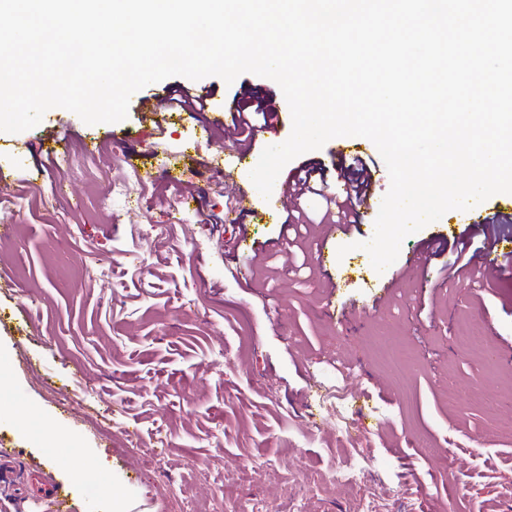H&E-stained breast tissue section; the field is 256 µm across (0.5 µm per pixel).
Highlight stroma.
I'll use <instances>...</instances> for the list:
<instances>
[{"instance_id": "stroma-1", "label": "stroma", "mask_w": 512, "mask_h": 512, "mask_svg": "<svg viewBox=\"0 0 512 512\" xmlns=\"http://www.w3.org/2000/svg\"><path fill=\"white\" fill-rule=\"evenodd\" d=\"M199 85L246 105L282 94L251 73ZM201 121L133 104L123 121L88 125L57 107L0 131V156L70 138L66 154L38 155L0 184V225L17 228L0 245V275L13 279L0 289V441L15 451L0 512H34L36 476L74 512H112L116 496L126 512H182L187 497L196 512H512V370L481 354H512V256L494 283L407 282L378 313L382 275L361 247L374 227L361 225L330 269L335 305L357 317L327 320L318 277L290 273L294 251L258 194L246 224L263 262L254 283L233 275L227 152L223 138L203 141ZM123 129L134 139L113 142ZM93 144L115 171L170 157L173 179L114 210H77L88 184L104 185L82 158ZM189 192L195 203L173 213ZM462 318L481 346L460 342ZM354 457L374 463L365 482L326 481ZM89 479L101 496L86 495Z\"/></svg>"}]
</instances>
